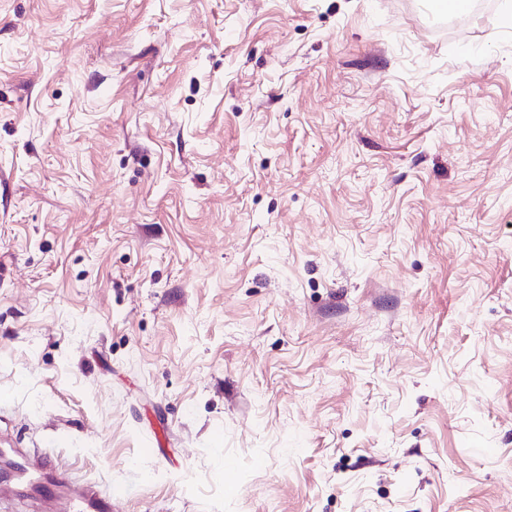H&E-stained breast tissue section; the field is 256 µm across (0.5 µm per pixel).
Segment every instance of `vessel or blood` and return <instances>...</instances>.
Wrapping results in <instances>:
<instances>
[{"instance_id":"vessel-or-blood-1","label":"vessel or blood","mask_w":512,"mask_h":512,"mask_svg":"<svg viewBox=\"0 0 512 512\" xmlns=\"http://www.w3.org/2000/svg\"><path fill=\"white\" fill-rule=\"evenodd\" d=\"M11 472V484L30 486L33 495L54 508V512H113L112 495L94 484L71 492L67 474L52 471L49 461L19 448L0 450Z\"/></svg>"}]
</instances>
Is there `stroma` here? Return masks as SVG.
I'll return each instance as SVG.
<instances>
[{"label": "stroma", "mask_w": 512, "mask_h": 512, "mask_svg": "<svg viewBox=\"0 0 512 512\" xmlns=\"http://www.w3.org/2000/svg\"><path fill=\"white\" fill-rule=\"evenodd\" d=\"M477 2L0 0V443L114 512H512Z\"/></svg>", "instance_id": "35a3bbf8"}]
</instances>
